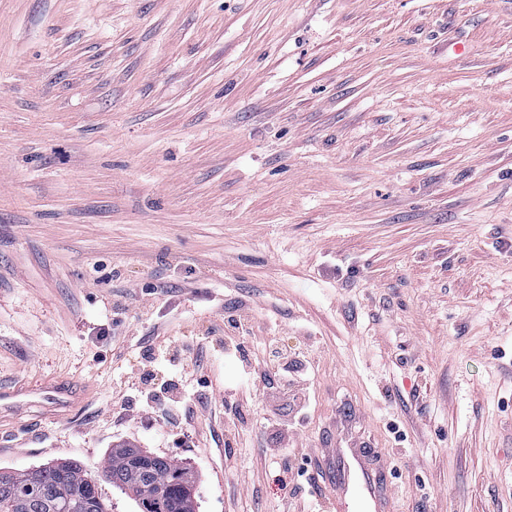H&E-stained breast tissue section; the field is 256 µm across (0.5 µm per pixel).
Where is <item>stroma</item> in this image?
Masks as SVG:
<instances>
[{
	"mask_svg": "<svg viewBox=\"0 0 512 512\" xmlns=\"http://www.w3.org/2000/svg\"><path fill=\"white\" fill-rule=\"evenodd\" d=\"M271 340L305 410L242 369ZM54 376L83 405L6 415L0 468L128 444L302 512L273 416L370 439L401 512H512V0H0V382Z\"/></svg>",
	"mask_w": 512,
	"mask_h": 512,
	"instance_id": "35a3bbf8",
	"label": "stroma"
}]
</instances>
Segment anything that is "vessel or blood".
Listing matches in <instances>:
<instances>
[{"label":"vessel or blood","instance_id":"b4317fda","mask_svg":"<svg viewBox=\"0 0 512 512\" xmlns=\"http://www.w3.org/2000/svg\"><path fill=\"white\" fill-rule=\"evenodd\" d=\"M49 409L78 405L86 391L73 381L45 383L38 392ZM328 490L329 512H393V493L387 464L379 453L362 448H335L325 455L317 472Z\"/></svg>","mask_w":512,"mask_h":512}]
</instances>
